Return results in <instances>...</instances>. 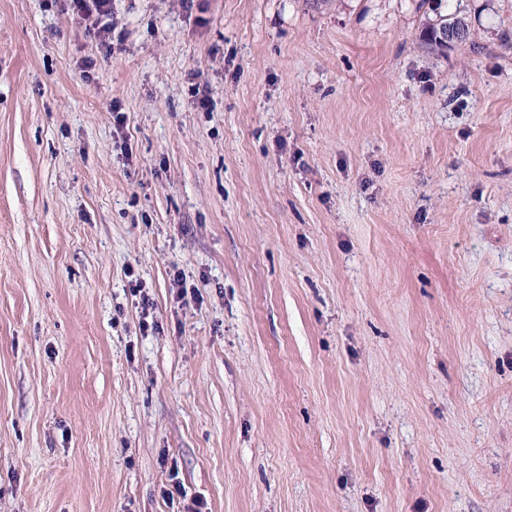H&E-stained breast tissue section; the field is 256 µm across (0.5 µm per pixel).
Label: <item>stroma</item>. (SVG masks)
Listing matches in <instances>:
<instances>
[{
    "mask_svg": "<svg viewBox=\"0 0 512 512\" xmlns=\"http://www.w3.org/2000/svg\"><path fill=\"white\" fill-rule=\"evenodd\" d=\"M440 12L0 0V512H512V0ZM73 9L84 17L96 16V24H101L102 17L111 14L112 0H71ZM444 17H447V15L446 16L440 15V18H439V20L436 21V23L428 22L424 28L423 36H422L423 40L426 42L427 45H429L433 48H436L438 50H441V51L448 48V43L443 41L441 38V35L443 34V32L445 30H448V31L445 32V34L443 35V38L447 41H448V38L451 41H461L462 38L464 37V32H465V37L463 38V40H466L468 38V34H469L468 26L461 19L455 18V19L448 21V18H444ZM454 29H463L464 32L461 30H454ZM452 30H454V31H452ZM448 32H450V33H448Z\"/></svg>",
    "mask_w": 512,
    "mask_h": 512,
    "instance_id": "obj_1",
    "label": "stroma"
}]
</instances>
